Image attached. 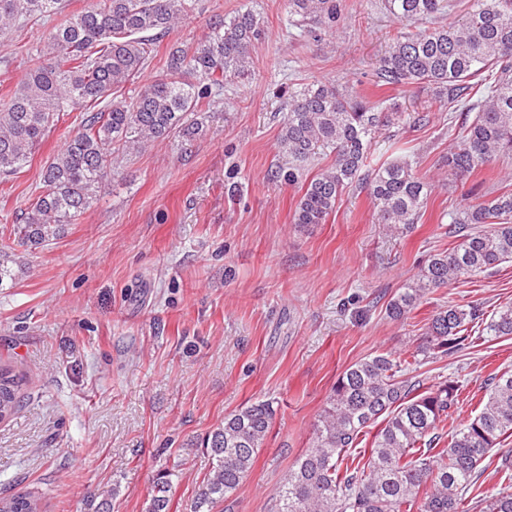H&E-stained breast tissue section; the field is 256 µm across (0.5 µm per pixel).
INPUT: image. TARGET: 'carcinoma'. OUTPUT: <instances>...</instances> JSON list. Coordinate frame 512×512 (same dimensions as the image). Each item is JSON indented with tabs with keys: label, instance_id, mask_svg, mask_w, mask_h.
<instances>
[{
	"label": "carcinoma",
	"instance_id": "1",
	"mask_svg": "<svg viewBox=\"0 0 512 512\" xmlns=\"http://www.w3.org/2000/svg\"><path fill=\"white\" fill-rule=\"evenodd\" d=\"M64 0H0V33L38 26L46 62L25 72L0 106V177L21 169L71 104L85 110L80 127L46 163L35 201L9 233L0 235V288L25 265L16 246L37 249L59 239L97 201L112 174V154L135 153L159 138L192 137L203 127L202 107L221 99L224 85L251 74L250 60L264 32L251 8L209 21L207 35L170 48L166 64L137 94L118 98L139 77L160 44L195 10L196 0H90L59 27L41 28ZM459 0H384L401 25L377 61V84L388 90L412 85L447 100L448 131L456 145L448 170L457 178L512 157V0H470L465 14L444 27L436 14ZM288 22L334 27L341 0H287ZM433 102L404 113L370 104L334 82L314 81L288 92L278 146L288 166L274 178L290 184L303 164L324 154L332 163L312 178L295 211L302 227L322 224L341 193L365 189L379 223L403 231L423 216L429 183L416 162L400 157L366 170L369 149L381 131L426 121ZM457 244L431 254L411 282L390 298L385 311L405 321L439 288L512 261V189L487 202L448 213ZM512 336V306L491 315L480 305H447L434 311L408 357L369 355L339 374L312 428L308 448L267 504V512H512V456L496 465L509 483L491 498L471 497L489 453L512 436V370L485 380L486 401L473 417L440 430L460 402L463 385L448 378L425 386L413 373L486 338ZM26 376L0 361V421L20 407ZM277 409L257 399L224 418L202 440L212 470L195 512H215L251 472ZM384 426L368 453L357 452L366 429ZM170 473L154 481L147 512H168ZM46 495L0 496V512H46Z\"/></svg>",
	"mask_w": 512,
	"mask_h": 512
}]
</instances>
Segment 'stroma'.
I'll return each instance as SVG.
<instances>
[{
  "mask_svg": "<svg viewBox=\"0 0 512 512\" xmlns=\"http://www.w3.org/2000/svg\"><path fill=\"white\" fill-rule=\"evenodd\" d=\"M253 4L265 34L254 73L207 107L202 132L112 157L97 203L53 244L33 250L0 288V356L27 375L24 400L0 421V493L47 494L50 512H147L158 470L172 474L169 512H194L212 458L200 441L245 403L273 399L264 448L224 512H265L300 454L338 375L377 351L409 353L443 305L486 311L512 303V262L431 295L396 322L387 301L418 264L453 242L451 210L469 192L498 195L501 158L460 180L448 173V115L379 136L369 162L407 155L431 186L426 212L402 233L379 224L366 191L347 189L322 224H295L301 183L274 180L289 86L335 81L364 100L412 110L426 88L377 87L375 67L398 28L382 0H345L330 30L289 27L285 0H196L162 42L152 77L175 43L202 38L214 15ZM29 29L0 38V103L39 56ZM72 108L30 161L0 180V228L39 193L46 161L77 130ZM512 369V336L421 366L424 384L465 387L455 422L477 412L484 382Z\"/></svg>",
  "mask_w": 512,
  "mask_h": 512,
  "instance_id": "obj_1",
  "label": "stroma"
}]
</instances>
